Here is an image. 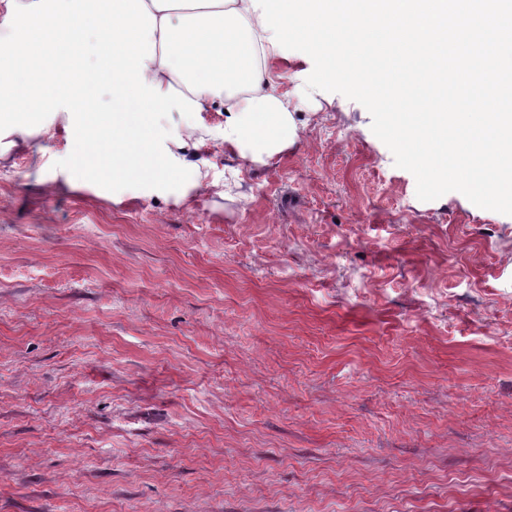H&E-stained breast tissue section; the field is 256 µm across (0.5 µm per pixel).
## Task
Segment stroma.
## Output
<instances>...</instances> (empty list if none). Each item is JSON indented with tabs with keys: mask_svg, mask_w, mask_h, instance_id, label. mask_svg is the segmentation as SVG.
Returning a JSON list of instances; mask_svg holds the SVG:
<instances>
[{
	"mask_svg": "<svg viewBox=\"0 0 512 512\" xmlns=\"http://www.w3.org/2000/svg\"><path fill=\"white\" fill-rule=\"evenodd\" d=\"M295 118L182 205L0 161V512H512V215Z\"/></svg>",
	"mask_w": 512,
	"mask_h": 512,
	"instance_id": "obj_1",
	"label": "stroma"
}]
</instances>
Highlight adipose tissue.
I'll list each match as a JSON object with an SVG mask.
<instances>
[{
  "label": "adipose tissue",
  "instance_id": "ef3b65f1",
  "mask_svg": "<svg viewBox=\"0 0 512 512\" xmlns=\"http://www.w3.org/2000/svg\"><path fill=\"white\" fill-rule=\"evenodd\" d=\"M11 19L0 46V135L25 143L64 114L75 146L59 177L120 201L129 185L184 203L205 185L190 162L199 117L224 110L214 138L249 163L298 138L297 101L278 88L277 56L251 0H0ZM112 89L111 111L96 92Z\"/></svg>",
  "mask_w": 512,
  "mask_h": 512
}]
</instances>
